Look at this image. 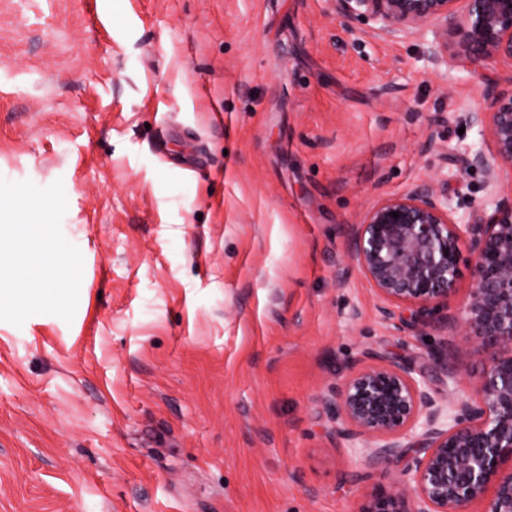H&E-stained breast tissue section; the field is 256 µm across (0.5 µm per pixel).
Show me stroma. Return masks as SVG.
<instances>
[{
    "label": "stroma",
    "mask_w": 512,
    "mask_h": 512,
    "mask_svg": "<svg viewBox=\"0 0 512 512\" xmlns=\"http://www.w3.org/2000/svg\"><path fill=\"white\" fill-rule=\"evenodd\" d=\"M351 34L327 0H0V188L50 208L39 302L0 281V512H356L404 462L360 464L320 397L362 350L435 399L486 366L383 319L350 258L378 199L448 180L512 68H437Z\"/></svg>",
    "instance_id": "1"
}]
</instances>
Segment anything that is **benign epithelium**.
<instances>
[{"label":"benign epithelium","mask_w":512,"mask_h":512,"mask_svg":"<svg viewBox=\"0 0 512 512\" xmlns=\"http://www.w3.org/2000/svg\"><path fill=\"white\" fill-rule=\"evenodd\" d=\"M349 31L373 23L378 38L427 31L434 61L472 72L489 64L512 67V0H329ZM487 131L493 151L469 165L486 176L488 196L461 217L446 179H432L382 198L353 228L352 261L373 285L386 319L402 305L407 326L426 325L448 304L461 247H469L471 285L460 315L446 322L445 360L472 346L491 357L472 393L439 406L408 361L365 352L322 402L335 433L361 448L364 465L385 469L416 448L398 487L364 498L358 512H465L485 499L484 512H512V198L499 196V171L512 169V78L470 115ZM396 212L399 217L391 216Z\"/></svg>","instance_id":"7a95c632"}]
</instances>
